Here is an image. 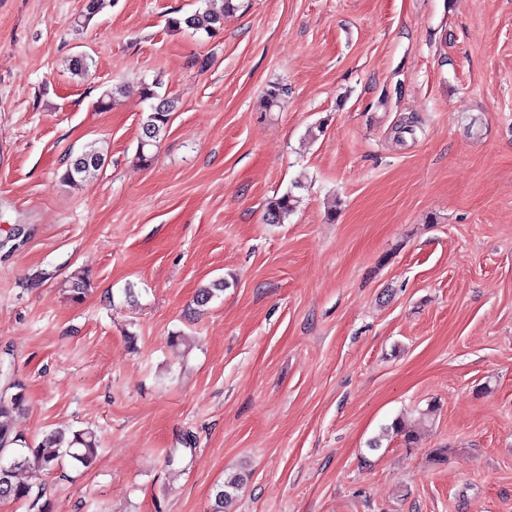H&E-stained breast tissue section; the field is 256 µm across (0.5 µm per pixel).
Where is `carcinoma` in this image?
<instances>
[{"label":"carcinoma","instance_id":"carcinoma-1","mask_svg":"<svg viewBox=\"0 0 512 512\" xmlns=\"http://www.w3.org/2000/svg\"><path fill=\"white\" fill-rule=\"evenodd\" d=\"M200 7L194 12L178 17H170L167 27L172 31L204 33L211 37L224 26V17L238 10L236 0H199ZM145 99L150 101V112L142 118L141 135L138 145L139 157L143 161L151 159L149 151L165 137L171 116L179 108V100L175 97L159 95L150 87L144 88ZM288 97V87L280 83L269 85L263 96L262 108L270 112L281 107ZM81 156L89 160L82 168L75 161L67 163L62 174V181L77 183L84 181L92 172L102 168L107 159V150L97 143L88 144ZM296 196L287 191L280 197L269 202L266 208V221L270 224H281L294 211ZM226 283L222 279L211 282L200 289L194 303L198 307L208 305L214 298L224 292ZM70 297L79 300L90 287L87 276L77 272L64 281ZM13 392L0 393V501L6 503L25 502L32 498L34 482L24 480L25 472L34 473V478L50 475L56 471L63 460H68L74 469L88 468L92 465L99 447V440L92 430H78L66 436V431L56 430L39 442L31 443L14 428L17 415L27 408L25 388L20 383L9 385ZM437 411L436 404L418 411L414 422L410 423L402 417L393 419L383 429V435H395L405 445L411 446L420 437L419 426L425 424ZM244 484V476L235 473L224 478L215 486L214 503L211 512H229L228 507L236 500L239 490Z\"/></svg>","mask_w":512,"mask_h":512}]
</instances>
